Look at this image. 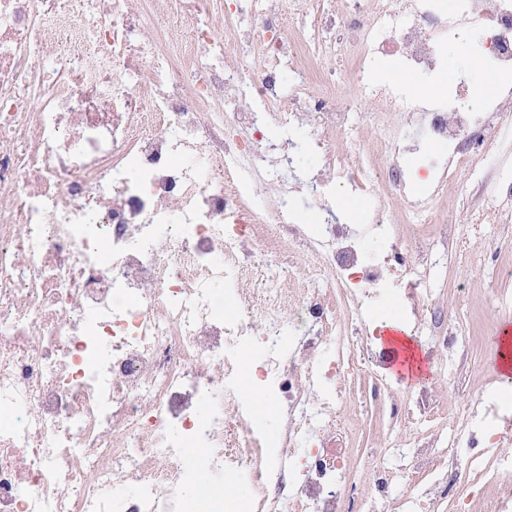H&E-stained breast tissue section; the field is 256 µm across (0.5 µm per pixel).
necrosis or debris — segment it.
Masks as SVG:
<instances>
[{"mask_svg": "<svg viewBox=\"0 0 512 512\" xmlns=\"http://www.w3.org/2000/svg\"><path fill=\"white\" fill-rule=\"evenodd\" d=\"M344 2L291 29L286 0L230 12L224 0H0V512H185L201 464L214 487L252 486L244 512H379L394 497L402 512L442 499L448 512H512L511 392L485 387L467 411L426 391L391 397L392 411L444 422L448 445L407 431L388 450L420 456L405 493L383 463L361 496L336 389L362 357L387 361L371 337L342 336L337 314L363 325L391 301L430 331L428 263L405 259L413 245L386 207L401 157L447 147L441 188L512 156V86L472 111L464 79L422 103L404 77L440 73L450 44L511 72L512 0ZM382 58L393 67L378 77ZM325 59L375 104L368 125L349 122ZM244 88L251 105L226 113ZM272 123L288 132L284 157L322 155L317 198L372 200L377 251L349 225L298 224L291 187L267 206L279 173L259 144ZM348 145L371 147L379 167L349 165ZM260 224L278 231L257 237ZM300 242L303 276L259 274L255 248ZM255 279L245 313L226 314L221 293ZM251 349L285 419L278 447L240 383Z\"/></svg>", "mask_w": 512, "mask_h": 512, "instance_id": "obj_1", "label": "necrosis or debris"}]
</instances>
